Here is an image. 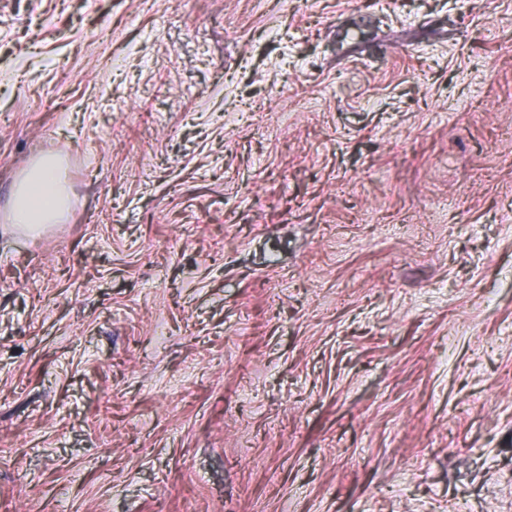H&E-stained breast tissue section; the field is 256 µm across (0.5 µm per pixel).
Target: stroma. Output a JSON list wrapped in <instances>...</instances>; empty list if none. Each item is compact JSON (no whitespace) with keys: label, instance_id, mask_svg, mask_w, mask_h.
Listing matches in <instances>:
<instances>
[{"label":"stroma","instance_id":"1","mask_svg":"<svg viewBox=\"0 0 512 512\" xmlns=\"http://www.w3.org/2000/svg\"><path fill=\"white\" fill-rule=\"evenodd\" d=\"M0 512H512V0H0ZM61 161L41 158L16 186L9 211L12 227L31 236L61 223L74 206L71 188L60 171Z\"/></svg>","mask_w":512,"mask_h":512}]
</instances>
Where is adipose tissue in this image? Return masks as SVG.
Returning <instances> with one entry per match:
<instances>
[{
  "mask_svg": "<svg viewBox=\"0 0 512 512\" xmlns=\"http://www.w3.org/2000/svg\"><path fill=\"white\" fill-rule=\"evenodd\" d=\"M60 168L59 159L45 157L28 169L16 187L10 207L12 227L38 236L64 220L75 200Z\"/></svg>",
  "mask_w": 512,
  "mask_h": 512,
  "instance_id": "1",
  "label": "adipose tissue"
}]
</instances>
